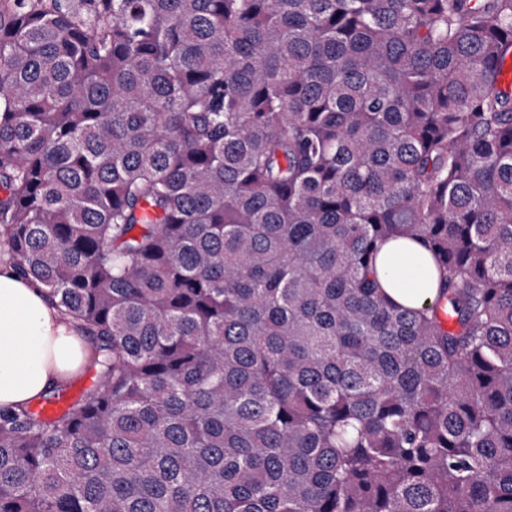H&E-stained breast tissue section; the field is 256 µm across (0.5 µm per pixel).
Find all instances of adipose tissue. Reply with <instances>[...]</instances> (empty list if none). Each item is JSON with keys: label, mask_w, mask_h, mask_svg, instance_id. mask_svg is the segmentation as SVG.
<instances>
[{"label": "adipose tissue", "mask_w": 512, "mask_h": 512, "mask_svg": "<svg viewBox=\"0 0 512 512\" xmlns=\"http://www.w3.org/2000/svg\"><path fill=\"white\" fill-rule=\"evenodd\" d=\"M403 240L381 252L380 282L396 303L420 306L437 292L426 270L405 274L398 262ZM82 341L44 288L0 261V407L48 394L83 363Z\"/></svg>", "instance_id": "ef3b65f1"}]
</instances>
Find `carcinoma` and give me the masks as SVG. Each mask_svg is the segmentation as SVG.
Segmentation results:
<instances>
[{
    "label": "carcinoma",
    "mask_w": 512,
    "mask_h": 512,
    "mask_svg": "<svg viewBox=\"0 0 512 512\" xmlns=\"http://www.w3.org/2000/svg\"><path fill=\"white\" fill-rule=\"evenodd\" d=\"M511 54L512 0H0V246L95 371L0 410V512H512ZM405 242L402 239L391 240L383 248L378 266L380 282L396 303L420 307L423 301H430L436 295V283L430 278L422 266L421 270L406 275L398 262L402 255Z\"/></svg>",
    "instance_id": "cac0c4a2"
}]
</instances>
